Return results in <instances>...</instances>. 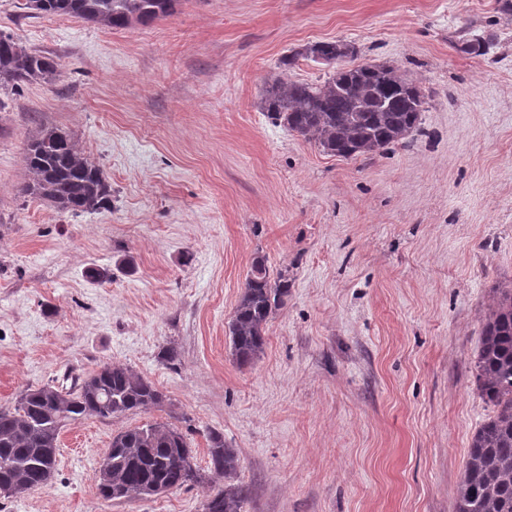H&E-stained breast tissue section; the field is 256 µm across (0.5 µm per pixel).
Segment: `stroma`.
Masks as SVG:
<instances>
[{"instance_id":"obj_1","label":"stroma","mask_w":512,"mask_h":512,"mask_svg":"<svg viewBox=\"0 0 512 512\" xmlns=\"http://www.w3.org/2000/svg\"><path fill=\"white\" fill-rule=\"evenodd\" d=\"M25 2L0 0V31L62 72L0 112V406L107 364L166 400L65 421L51 481L0 512H202L224 485L212 430L239 453L242 512H454L494 414L475 378L483 322L512 288V14L499 0H178L110 30ZM465 34L490 52H461ZM321 41L415 82L420 132L344 159L275 124L267 82L323 81L329 66L299 55ZM40 123L75 134L111 210L19 194ZM258 255L287 270L288 296L242 367L225 327ZM156 422L187 436L205 482L103 499L113 436Z\"/></svg>"}]
</instances>
